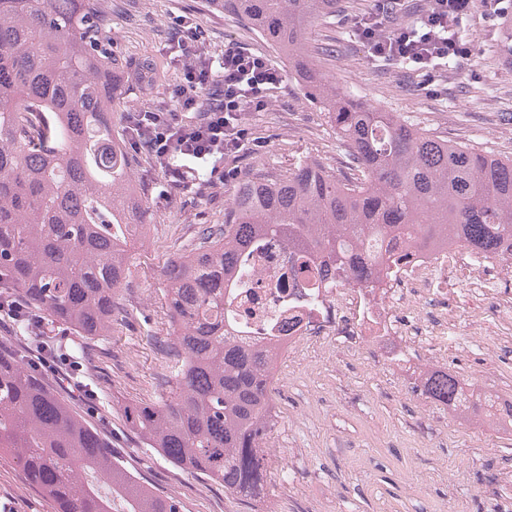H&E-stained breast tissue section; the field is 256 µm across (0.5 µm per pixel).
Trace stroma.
Wrapping results in <instances>:
<instances>
[{
  "mask_svg": "<svg viewBox=\"0 0 512 512\" xmlns=\"http://www.w3.org/2000/svg\"><path fill=\"white\" fill-rule=\"evenodd\" d=\"M375 0H340L336 16L309 36L325 77L368 106L397 112L414 127L498 157L512 156V62L503 46L512 40V10L494 13L483 0H468L458 25L472 56L438 66L432 76L415 67L371 57L352 20ZM112 47L129 61L124 100L112 114L120 143L124 116L162 105L179 73L164 46L172 28L190 24L204 48L222 57L225 47L264 56L284 77L267 108L249 110L247 151L225 157L219 174L197 163L199 188L176 189L151 156L129 148L134 180L151 219L134 249L119 297L120 313L106 339L69 335L77 359L90 363L79 379L92 399L74 401L78 414L100 433L128 468L155 491L175 497L181 512H319L331 485V512H512V435L479 432L457 422L447 406L411 387L395 385L393 365L365 356L336 354L320 366L308 356L289 359L288 383L273 396L275 427L267 445L283 449L297 473L273 477L265 500L238 504L216 483L188 475L145 448L124 423L118 402L149 401L168 360L161 290L163 269L190 251L206 228L223 223L224 208L246 170L285 175L299 163L348 173V158L335 128L288 75V64L255 31L229 16L209 12L200 0H109ZM444 342L419 340L416 357L447 355L448 370L477 391L512 400V353L492 358L482 347L448 354Z\"/></svg>",
  "mask_w": 512,
  "mask_h": 512,
  "instance_id": "35a3bbf8",
  "label": "stroma"
}]
</instances>
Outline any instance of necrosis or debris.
Returning a JSON list of instances; mask_svg holds the SVG:
<instances>
[{"label": "necrosis or debris", "instance_id": "1", "mask_svg": "<svg viewBox=\"0 0 512 512\" xmlns=\"http://www.w3.org/2000/svg\"><path fill=\"white\" fill-rule=\"evenodd\" d=\"M251 281L232 295L229 323L249 346L272 352L269 386L281 388L289 356L312 351L326 358L336 349L366 351L398 368L403 380L421 385L446 370L441 358L421 361L405 350L421 336H460L465 326L452 302L432 308V299L461 281L470 292L492 293L500 308L512 310V281L493 273L494 263L458 240L441 238L404 250L390 267L385 288L369 291L328 284L309 303L308 282L294 275L288 247L278 239L262 242L250 255Z\"/></svg>", "mask_w": 512, "mask_h": 512}]
</instances>
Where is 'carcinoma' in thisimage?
I'll list each match as a JSON object with an SVG mask.
<instances>
[{
	"instance_id": "cac0c4a2",
	"label": "carcinoma",
	"mask_w": 512,
	"mask_h": 512,
	"mask_svg": "<svg viewBox=\"0 0 512 512\" xmlns=\"http://www.w3.org/2000/svg\"><path fill=\"white\" fill-rule=\"evenodd\" d=\"M255 30L288 61L348 148L338 180L307 162L280 178L249 173L195 251L164 270L167 354L178 369L153 401L119 402L141 444L176 468L224 486L242 504L265 495V428L273 425L267 356L224 324L230 290L250 278L249 254L268 236L299 270L378 288L375 273L408 243L442 233L512 264V158L417 129L328 81L306 35L337 0H202ZM106 0H0V282L78 336L112 334L131 249L149 217L134 202L130 161L112 133L126 64L106 46ZM425 394L491 420L512 402L470 399L435 373ZM0 454L52 512H180L141 484L98 433L14 354L0 353Z\"/></svg>"
}]
</instances>
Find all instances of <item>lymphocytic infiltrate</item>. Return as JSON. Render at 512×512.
Instances as JSON below:
<instances>
[{
  "instance_id": "1",
  "label": "lymphocytic infiltrate",
  "mask_w": 512,
  "mask_h": 512,
  "mask_svg": "<svg viewBox=\"0 0 512 512\" xmlns=\"http://www.w3.org/2000/svg\"><path fill=\"white\" fill-rule=\"evenodd\" d=\"M376 13L358 18L354 25L369 54L388 61L405 62L419 71L431 72L438 58L470 56L467 44L448 38V6L465 0H435L434 7L421 16L416 27L392 29L384 19L391 14L393 0H376ZM170 46L181 51L183 80L171 88L160 108L125 115V131L135 146L147 150L176 187L191 188L196 177L186 159H223L243 150L246 132L242 117L252 108L266 104L268 90L279 85L282 76L266 58L228 47L220 62L207 59L192 31L172 33ZM27 321L35 336L46 333V319L13 291L0 293V333H12L20 321ZM32 367L50 372L56 382L77 397L89 392L74 382L80 363L67 355L55 354L47 344L27 349Z\"/></svg>"
}]
</instances>
